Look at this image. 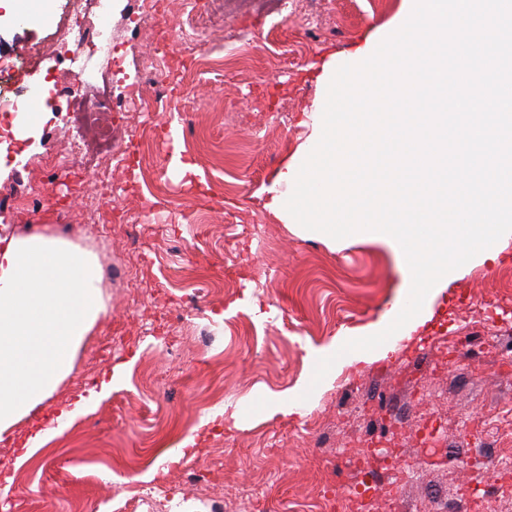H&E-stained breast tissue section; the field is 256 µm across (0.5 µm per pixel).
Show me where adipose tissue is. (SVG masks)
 I'll list each match as a JSON object with an SVG mask.
<instances>
[{"label":"adipose tissue","instance_id":"obj_1","mask_svg":"<svg viewBox=\"0 0 512 512\" xmlns=\"http://www.w3.org/2000/svg\"><path fill=\"white\" fill-rule=\"evenodd\" d=\"M93 254L41 233L0 238V439L56 390L104 311Z\"/></svg>","mask_w":512,"mask_h":512}]
</instances>
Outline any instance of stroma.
<instances>
[{
    "label": "stroma",
    "instance_id": "obj_1",
    "mask_svg": "<svg viewBox=\"0 0 512 512\" xmlns=\"http://www.w3.org/2000/svg\"><path fill=\"white\" fill-rule=\"evenodd\" d=\"M137 0H115L112 38L127 60L155 49L151 31L133 36L124 19ZM73 0H15L0 7V57L21 59L31 43L49 42ZM402 0H324L330 19L309 32L291 24L269 32L253 0H230L223 14L202 8L198 32L212 41L199 62L168 61L173 93L185 94L184 111L155 103L148 116L160 130H174L173 144L150 140L142 164H129L128 190L105 201L108 209L132 208L157 234L140 252L113 237L99 267L124 263L137 273L135 289L102 291L106 313L86 336L74 368L43 406L17 426L11 446L50 426L53 412L70 409L79 370L96 376L101 398L31 457L0 459V512H115L129 486L143 477H179L181 442L195 436L194 459L223 464L224 495L258 497L257 512H322L325 476L350 482L349 450L385 433L374 426L395 419L408 441L400 465L407 478L401 498L407 512H453L468 477L447 466L449 450L467 451L464 420L493 419L512 402V320L488 326L458 309L461 300L512 298V243L496 260L462 269L446 290L428 297L430 318L412 339L395 340L387 358H339L320 383L312 377L320 355L341 340L366 334L402 291L392 251L379 243L332 245L326 238L285 223L264 207L277 171L306 144L324 87L326 63H348L374 34H386ZM250 30L244 47L225 51L224 32ZM66 63L47 55L23 81L44 85L54 112L28 133L35 156L0 163V236L54 233L59 211L77 213L91 177L83 162L59 173L41 157L65 152L66 128L79 97ZM284 103L282 113L269 103ZM62 200L61 209L23 211L30 185ZM179 358L160 341L163 314L183 310ZM216 337L197 347L202 326ZM452 332L460 354L442 365L434 338ZM292 413L275 412L277 401ZM434 408L445 424L442 447L419 464L409 438L419 426V404Z\"/></svg>",
    "mask_w": 512,
    "mask_h": 512
}]
</instances>
